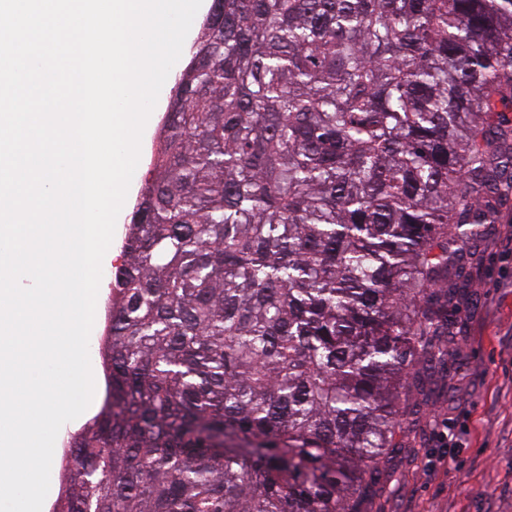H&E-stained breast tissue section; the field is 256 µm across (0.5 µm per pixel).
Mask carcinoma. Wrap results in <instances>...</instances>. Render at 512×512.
Segmentation results:
<instances>
[{"mask_svg":"<svg viewBox=\"0 0 512 512\" xmlns=\"http://www.w3.org/2000/svg\"><path fill=\"white\" fill-rule=\"evenodd\" d=\"M512 208V0H224L51 512H352Z\"/></svg>","mask_w":512,"mask_h":512,"instance_id":"cac0c4a2","label":"carcinoma"}]
</instances>
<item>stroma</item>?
<instances>
[{
  "label": "stroma",
  "instance_id": "1",
  "mask_svg": "<svg viewBox=\"0 0 512 512\" xmlns=\"http://www.w3.org/2000/svg\"><path fill=\"white\" fill-rule=\"evenodd\" d=\"M512 223L465 259L466 300L449 312L448 356L412 390L395 447L359 512H512ZM462 435L450 467L427 469L443 428Z\"/></svg>",
  "mask_w": 512,
  "mask_h": 512
}]
</instances>
